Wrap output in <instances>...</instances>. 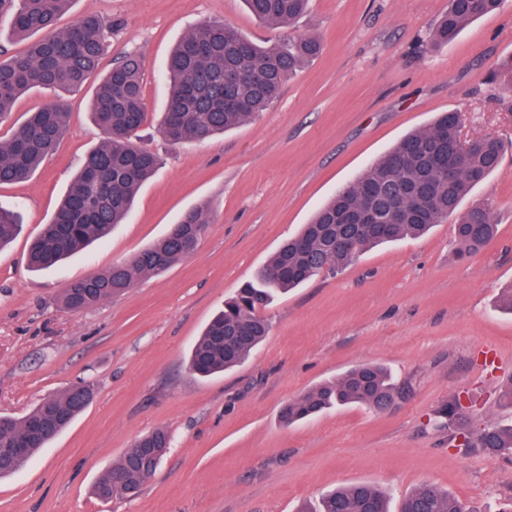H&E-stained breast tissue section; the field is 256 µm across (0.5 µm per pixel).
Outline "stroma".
Returning <instances> with one entry per match:
<instances>
[{
    "label": "stroma",
    "instance_id": "obj_1",
    "mask_svg": "<svg viewBox=\"0 0 512 512\" xmlns=\"http://www.w3.org/2000/svg\"><path fill=\"white\" fill-rule=\"evenodd\" d=\"M447 8L310 0L292 25L272 28L243 0H73L61 24L90 13L112 23L101 72L123 55L142 57L149 116L137 142L163 164L110 237L39 272L27 266L29 245L104 138L89 114L93 84L65 94L66 134L37 171L0 185V206L22 217L0 249V415L19 418L76 382L94 384L85 412L0 479V512H297L358 482L386 490L395 506L424 484L476 512L512 499V462L463 454L438 418L458 399L461 433L512 425L501 399L512 379V315L497 307L512 286V99L492 80L512 60V0L454 41L422 46ZM214 19L261 45L312 35L323 48L266 112L204 143L170 145L158 129L167 58ZM448 111L460 113L466 137L507 143L499 172L468 196L492 204L495 239L457 258L446 222L372 248L275 298L264 310L270 333L243 365L193 376L188 352L225 299L403 135ZM201 204L211 222L191 257L93 309H57L67 283L130 259ZM365 362L388 368L398 387L388 410L350 405L281 423L289 400ZM159 427L171 448L140 493L94 496L104 470Z\"/></svg>",
    "mask_w": 512,
    "mask_h": 512
}]
</instances>
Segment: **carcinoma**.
Returning <instances> with one entry per match:
<instances>
[{"instance_id":"carcinoma-1","label":"carcinoma","mask_w":512,"mask_h":512,"mask_svg":"<svg viewBox=\"0 0 512 512\" xmlns=\"http://www.w3.org/2000/svg\"><path fill=\"white\" fill-rule=\"evenodd\" d=\"M503 0H448V11L430 33L433 44H446L473 21L496 12ZM72 0H0V15L9 12L12 35L28 41L26 51L0 59V123L10 116L17 99L33 88L74 91L96 74L109 48L112 25L97 15H83L60 27L59 17ZM259 22L284 27L305 12L308 0H245ZM322 50L320 40L301 37L283 44L260 46L243 36L227 21L197 25L171 52L166 67L169 95L160 122L163 137L174 145L204 142L242 125L267 110L279 97L284 82ZM232 71L237 80L224 83ZM94 121L105 138L83 159L81 167L51 221L43 225L28 252L36 269L58 261L96 241L107 239L124 223L141 187L157 171L160 158L138 147L134 136L147 119L140 57L128 54L117 61L98 84L91 104ZM459 114L442 113L426 130L403 137L368 167L352 184L319 208L310 223L283 243L255 279L224 303L191 348L189 368L208 377L238 367L266 339L269 323L264 308L278 294L296 288L324 273H336L370 248L403 238L421 237L452 215L471 190L500 168L503 145L493 137L462 141ZM68 112L62 101L28 114L6 140H0V184L28 179L62 139ZM462 159L453 179L444 167L450 159ZM430 184L425 196L405 193L388 234L373 224L355 222L360 212L386 204L401 186ZM210 223L208 210H188L177 232L167 233L129 261L112 265L91 280L80 279L65 288L59 299L64 310L92 309L124 294L137 277L162 272L191 256ZM17 215L0 208V247L17 234ZM497 233L492 208L472 204L453 225L455 242L464 257L487 245ZM343 235L355 240L351 253L336 251L333 240ZM302 239L307 249L299 250ZM396 387L387 370L362 363L342 377L320 384L286 403L280 418L292 425L328 409L350 404L380 412L395 399ZM93 385L68 389L43 399L29 414L14 419L0 417V478L13 475L47 443L41 437L17 452L26 439L30 422L45 419L57 434L91 403ZM440 417L448 429L463 419L455 400L445 405ZM170 435L156 429L134 442L121 459L98 479L94 492L109 499L117 492L114 473L121 471L125 488L139 492L146 482L134 466L145 448L167 453ZM480 450L491 459L512 458V427L489 424L464 452ZM466 512L453 494L424 484L405 495L399 512ZM299 512H389L384 491L356 483L328 491L319 508Z\"/></svg>"}]
</instances>
